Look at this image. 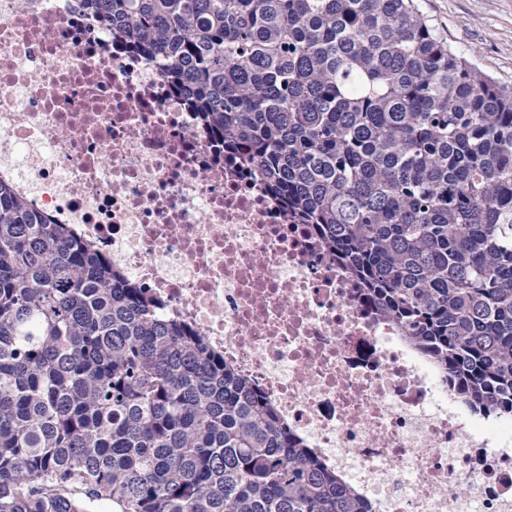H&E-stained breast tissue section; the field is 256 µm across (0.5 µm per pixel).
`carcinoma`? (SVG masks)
<instances>
[{
	"label": "carcinoma",
	"instance_id": "1",
	"mask_svg": "<svg viewBox=\"0 0 512 512\" xmlns=\"http://www.w3.org/2000/svg\"><path fill=\"white\" fill-rule=\"evenodd\" d=\"M474 415L512 416V92L414 0H105ZM77 486L78 499L67 491ZM375 512L0 182V512Z\"/></svg>",
	"mask_w": 512,
	"mask_h": 512
}]
</instances>
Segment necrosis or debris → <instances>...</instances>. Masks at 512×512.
I'll return each mask as SVG.
<instances>
[{
  "label": "necrosis or debris",
  "instance_id": "4bbe7bcc",
  "mask_svg": "<svg viewBox=\"0 0 512 512\" xmlns=\"http://www.w3.org/2000/svg\"><path fill=\"white\" fill-rule=\"evenodd\" d=\"M0 182L197 329L376 512H512V417L469 413L84 0H0Z\"/></svg>",
  "mask_w": 512,
  "mask_h": 512
}]
</instances>
